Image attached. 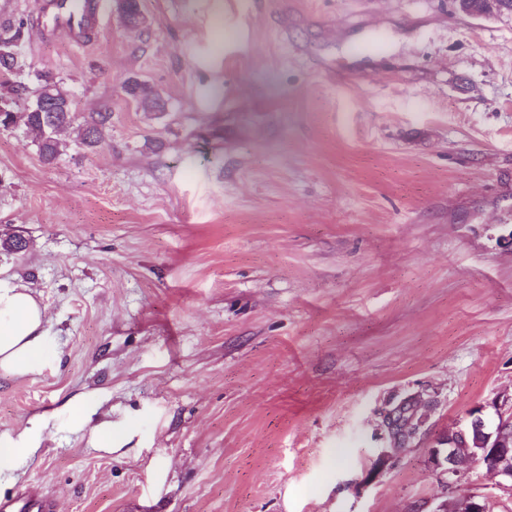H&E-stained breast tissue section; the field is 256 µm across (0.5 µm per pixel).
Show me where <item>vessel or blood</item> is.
<instances>
[{"mask_svg":"<svg viewBox=\"0 0 512 512\" xmlns=\"http://www.w3.org/2000/svg\"><path fill=\"white\" fill-rule=\"evenodd\" d=\"M31 23L41 40L87 48L105 25L104 0H37Z\"/></svg>","mask_w":512,"mask_h":512,"instance_id":"b4317fda","label":"vessel or blood"}]
</instances>
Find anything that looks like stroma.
<instances>
[{
  "label": "stroma",
  "mask_w": 512,
  "mask_h": 512,
  "mask_svg": "<svg viewBox=\"0 0 512 512\" xmlns=\"http://www.w3.org/2000/svg\"><path fill=\"white\" fill-rule=\"evenodd\" d=\"M87 51L28 37L110 137L54 163L0 130V286L47 308L48 365L0 376V474L57 512H432L512 490L428 469L512 394V12L455 0H108ZM382 52L355 55L373 32ZM143 81L164 113L138 109ZM94 399L112 445L72 415ZM417 401L395 447L383 421ZM478 413H471L470 420L467 426L464 429H457L456 431L460 432L462 440H463V448H454L453 446H448V448H430L426 457V465L427 467L436 472L438 475L443 477L444 482L448 487H454L461 483L464 478L467 470L474 464H478L479 459L483 456L479 457L477 452L472 451L473 448H470L467 443V436L474 427V421L480 417ZM458 449H465L471 451L472 458L475 460L469 468L462 469L457 464V451ZM31 448H22L11 440L0 441V472L2 469H14L22 465L31 455Z\"/></svg>",
  "instance_id": "stroma-1"
}]
</instances>
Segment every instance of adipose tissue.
I'll list each match as a JSON object with an SVG mask.
<instances>
[{
    "label": "adipose tissue",
    "mask_w": 512,
    "mask_h": 512,
    "mask_svg": "<svg viewBox=\"0 0 512 512\" xmlns=\"http://www.w3.org/2000/svg\"><path fill=\"white\" fill-rule=\"evenodd\" d=\"M47 312L24 286L0 287V375L40 373L52 349Z\"/></svg>",
    "instance_id": "ef3b65f1"
}]
</instances>
